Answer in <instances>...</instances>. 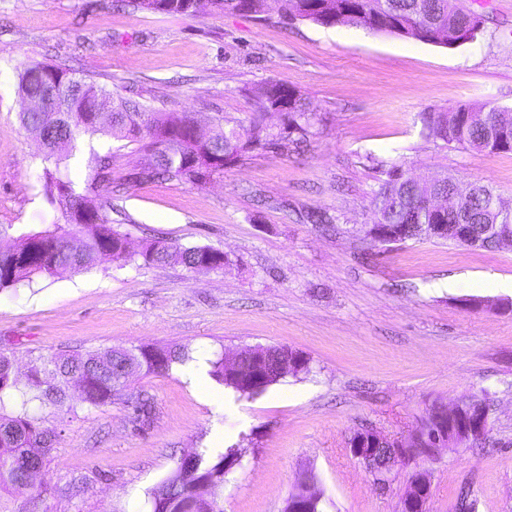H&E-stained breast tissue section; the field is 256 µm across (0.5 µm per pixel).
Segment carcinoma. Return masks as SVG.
<instances>
[{"label": "carcinoma", "instance_id": "cac0c4a2", "mask_svg": "<svg viewBox=\"0 0 512 512\" xmlns=\"http://www.w3.org/2000/svg\"><path fill=\"white\" fill-rule=\"evenodd\" d=\"M137 11L193 17L200 0H121ZM283 21L309 20L322 26H348L395 34L433 44L448 45V31L468 23L467 9L457 0H278ZM222 11L249 13L262 18L268 0H211ZM18 93L32 107L19 113L22 127L43 147L42 191L61 211L62 223L52 230L27 233L7 248L0 247V288L33 275L56 276L65 271L92 268L103 256L127 264L137 258L149 266L182 265L204 273L201 256L206 246H180L153 241L141 251L129 250L126 234L114 228L119 220L113 199L130 182L163 180L203 183L246 154L273 147L287 150L307 141L313 113L305 99L287 84L266 82L253 91L257 110L247 127L224 118V133L204 137L194 131L195 118L185 112H149L131 98L114 96L87 77L76 78L67 68L30 62L18 74ZM285 114L283 127L273 131L265 123L269 111ZM428 135L464 149L498 154L512 152V110L490 102L478 109L459 105L423 118ZM105 135L135 145L127 172L115 175L112 150H91L96 186L78 192L74 182L61 174L62 151L76 148L85 135ZM382 178L370 200L372 223L383 228L384 242L430 240L426 225H448L447 239L472 249L499 247V237L512 233V202L489 184L476 181L458 198L454 210L439 221L428 211L427 199L445 193L453 181L429 184L395 163H377ZM80 236V244L71 242ZM189 358L185 346L166 348H110L64 350L30 360L21 408L5 412L4 399L20 391L9 348L0 347V497H28L33 512H40L47 489L33 482L35 474L52 461L57 427L47 424L38 410L53 408L67 414L101 410L128 396L134 371L166 372L172 364ZM255 360L248 357L241 370L229 371L224 359L211 364L210 375L218 383L252 397L277 382L275 376L252 378ZM80 383L79 396L70 394ZM135 419L143 423L154 416L150 398L131 399ZM441 424L425 415L408 436L405 446L421 448L433 459L438 449ZM242 449L227 448L216 456L197 452L178 461L176 467L152 489L151 512H223L219 491L225 476L240 460Z\"/></svg>", "mask_w": 512, "mask_h": 512}]
</instances>
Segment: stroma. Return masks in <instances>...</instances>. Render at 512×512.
I'll return each instance as SVG.
<instances>
[{
  "label": "stroma",
  "mask_w": 512,
  "mask_h": 512,
  "mask_svg": "<svg viewBox=\"0 0 512 512\" xmlns=\"http://www.w3.org/2000/svg\"><path fill=\"white\" fill-rule=\"evenodd\" d=\"M481 17L458 47L307 20L120 7L115 0H0V242L51 228L60 212L39 182L41 147L21 127L18 72L64 64L107 90L165 112L192 113L205 135L255 111L254 87L285 82L314 114L306 146L257 150L206 183L141 181L119 199L130 251L152 239L224 251L206 274L181 265H121L35 276L0 288V346L24 376L31 358L67 349L188 347L211 363L280 345L302 354L262 394L225 388L216 410L184 375L139 371L131 392L156 404L151 424L122 403L65 418L53 460L35 477L48 512H150L151 489L184 453L242 457L220 491L224 512H283L305 473L320 512H400L415 470L431 483L429 512H512V245L474 251L453 241L382 244L365 238L377 162L412 175L490 183L512 200V152L487 155L427 137L423 116L485 102L512 109V0H461ZM65 163L77 190L94 184L91 149L130 150L85 137ZM325 212L335 226L303 222ZM489 405L486 444L396 464L387 488L352 459L347 441L370 427L406 438L433 405ZM85 493L71 499V483Z\"/></svg>",
  "instance_id": "1"
}]
</instances>
